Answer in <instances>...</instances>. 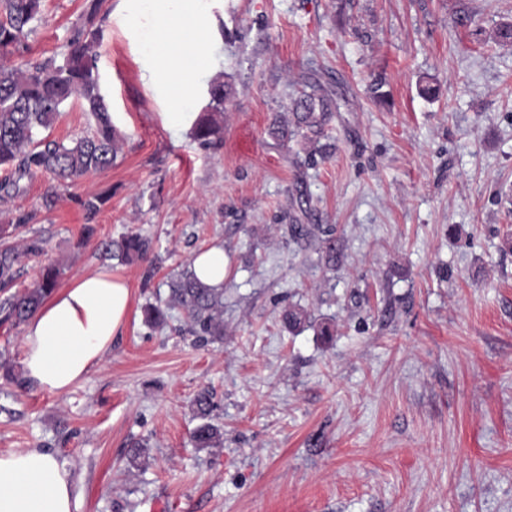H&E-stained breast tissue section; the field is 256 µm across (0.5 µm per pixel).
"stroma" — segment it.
Here are the masks:
<instances>
[{"label":"stroma","mask_w":512,"mask_h":512,"mask_svg":"<svg viewBox=\"0 0 512 512\" xmlns=\"http://www.w3.org/2000/svg\"><path fill=\"white\" fill-rule=\"evenodd\" d=\"M199 111L224 82L218 142L168 121L101 0V93L123 144L109 171L0 188V226L46 242L16 282L59 263V287L100 267L132 289L129 318L67 393L0 375V453L40 448L71 472L79 512H512V0H223ZM90 0H42L23 56L63 61ZM336 100L313 165L271 124L305 84ZM94 126L80 103L36 135ZM106 194L95 217L79 198ZM93 234H85V224ZM295 224L332 228L335 260ZM137 231L153 263L104 241ZM224 246V340L143 307L202 249ZM331 322L293 335L280 315ZM210 388L219 449L194 448ZM148 446L129 463L130 438Z\"/></svg>","instance_id":"35a3bbf8"}]
</instances>
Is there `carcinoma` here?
I'll use <instances>...</instances> for the list:
<instances>
[{
	"mask_svg": "<svg viewBox=\"0 0 512 512\" xmlns=\"http://www.w3.org/2000/svg\"><path fill=\"white\" fill-rule=\"evenodd\" d=\"M41 0H0V11L6 20L0 21V48L19 49L28 34L30 24L40 14ZM98 14V0H92L86 26L75 31L66 44L64 62L55 59L19 60L0 64V166L14 167L17 179L12 187L19 189L18 180L41 173L60 185L88 173H102L112 168L118 154V136L112 127L109 108L100 92L94 52L97 30L93 29ZM209 108L224 111V83L214 82L208 90ZM79 102L95 119L90 135L79 137L70 144L48 142L38 148L35 141L39 129L49 130L64 112L69 102ZM336 112V103L323 90L309 85L292 101L288 116H278L272 124V134L282 140L310 143L305 160L327 154L328 145L320 144L327 136L329 124ZM219 132L210 115L195 124L194 134L202 145L212 143ZM112 255L126 263L145 261L150 253V241L138 233L104 243ZM43 252L41 241L0 243V291L12 287L16 268L23 258ZM60 267L49 263L42 268L38 280L29 288L14 292L0 302V320L20 326L45 302L58 284ZM168 295L157 298L144 307L145 321L153 327H163L170 312L179 310L188 332L199 342L224 341V288L215 287L185 269L170 277ZM282 323L294 331L308 321L299 309H288L281 315ZM195 418L200 423L192 432L196 448L223 446L224 432L214 422V402L211 391L199 390L193 400Z\"/></svg>",
	"mask_w": 512,
	"mask_h": 512,
	"instance_id": "cac0c4a2",
	"label": "carcinoma"
}]
</instances>
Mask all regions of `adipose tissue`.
Returning <instances> with one entry per match:
<instances>
[{
	"label": "adipose tissue",
	"instance_id": "obj_1",
	"mask_svg": "<svg viewBox=\"0 0 512 512\" xmlns=\"http://www.w3.org/2000/svg\"><path fill=\"white\" fill-rule=\"evenodd\" d=\"M214 0H122L120 24L150 82L163 89L167 116L184 121L196 105L192 75L207 66L200 42L211 37ZM131 290L106 268L75 278L26 322V381L68 392L97 366L125 326ZM0 512H75L65 462L38 448L0 453Z\"/></svg>",
	"mask_w": 512,
	"mask_h": 512
}]
</instances>
